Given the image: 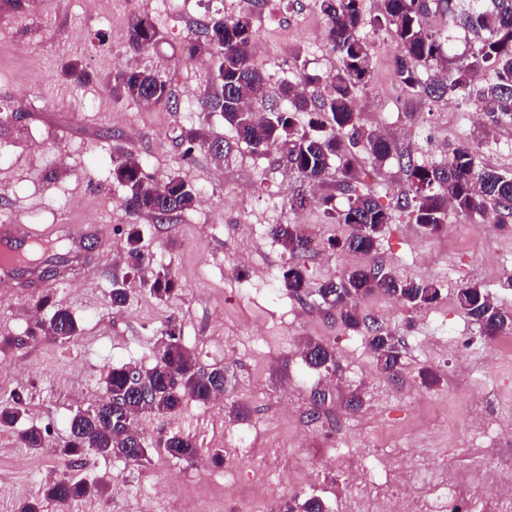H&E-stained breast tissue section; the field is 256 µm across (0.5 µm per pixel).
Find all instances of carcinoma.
Here are the masks:
<instances>
[{
    "label": "carcinoma",
    "instance_id": "1",
    "mask_svg": "<svg viewBox=\"0 0 512 512\" xmlns=\"http://www.w3.org/2000/svg\"><path fill=\"white\" fill-rule=\"evenodd\" d=\"M326 22L325 35L340 65L325 83V95L318 94L320 79L305 72L299 81L271 82L251 61L253 46L252 18L246 11L212 20L204 39L194 53L217 61L212 82L216 92L204 101V110L217 112L236 137L255 154L273 149L291 173L312 185H320L331 176L334 160L342 163V179L336 194L319 197L318 204L329 224L344 225L347 236L331 241L349 251L369 253L374 250L390 214L370 194H360L353 150H362L374 166L384 165L394 153L378 131L359 123L355 100L371 78V46L364 29L387 28L401 47L395 72L406 87L428 99L454 97L468 105L484 104L500 120L512 121V0H381L379 13L368 19L363 0H316ZM448 14L452 24L474 36L470 56L461 59L453 53L450 39L429 31L423 18L431 9ZM160 32L147 14L134 15L128 26V48L136 53L154 49ZM434 71L429 81H422L418 67ZM112 93L146 103L169 102V83L149 69H130L110 76ZM277 98L282 106L255 112L250 103ZM314 112L309 129L296 124L300 112ZM188 158L197 149H205L217 158L225 157L229 144L218 135H205L196 129L178 135ZM222 145L225 151H217ZM406 184L398 197V207L413 224L427 225L433 234L447 223L448 209L466 216L494 213L502 219L512 216V176L481 168L475 162V142H460L440 162L422 165L409 160L399 163ZM113 179L125 188V207L137 219L150 216L163 221L175 213L191 209L196 190L176 174L156 181L147 176L132 155L113 168ZM270 234L293 256L313 251L312 241L298 224H273ZM140 233L129 227L127 261L134 267L144 262ZM288 292L303 301L315 296L319 305L336 311L341 324L357 330L361 320L359 302L377 290L396 296L407 307L417 310L441 298V288L433 280L398 278L380 265L348 272L339 281L309 283L304 267L292 265L283 272ZM156 299L163 301L176 290V281L161 267L142 281ZM456 303L461 311L477 322L485 336L512 334V311L498 307L489 293L476 283L458 290ZM40 334L68 341L80 333L72 312L53 309L48 323L37 324ZM370 350L376 365L384 372L396 370L401 359V345L394 336L376 328L367 329ZM162 340L150 367L127 362L110 369L105 379L104 395L93 408L77 411L69 421V440L60 449L72 464L89 456L110 457L126 465H139L148 457L150 446L138 423L143 413L165 416L190 398L207 404L224 392V369L198 366L192 352L183 344L181 326L167 320L161 330ZM306 363L314 369H327L334 363L328 347L310 343L304 349ZM143 379L147 393L130 388L132 379ZM25 412L23 397L12 395L0 401V427L12 428ZM43 429L29 425L19 432L21 443L32 449L43 446ZM158 447L175 459H188L198 453L190 436L173 434L157 440ZM105 492L101 481L68 476L46 485L44 497L59 504L87 498H100ZM279 512H325L321 500L310 497L300 502L290 499Z\"/></svg>",
    "mask_w": 512,
    "mask_h": 512
}]
</instances>
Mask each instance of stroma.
<instances>
[{
    "instance_id": "1",
    "label": "stroma",
    "mask_w": 512,
    "mask_h": 512,
    "mask_svg": "<svg viewBox=\"0 0 512 512\" xmlns=\"http://www.w3.org/2000/svg\"><path fill=\"white\" fill-rule=\"evenodd\" d=\"M249 10L266 25L254 64L276 80L293 81L298 68L328 77L339 64L325 38L314 0H154L151 18L160 31L159 48L148 55L130 52L118 34L139 12L137 0H0V221L38 228L99 224L107 250L89 247L97 263L93 277L55 280L43 295H23L0 281V370L22 368L13 383L22 392L25 423L47 428L48 447L63 444L77 408L95 404L112 366L151 364L167 319L180 324L185 346L200 366L224 368L228 382L222 415L207 424L210 406L186 402L164 418L142 415L147 441L185 433L205 454L221 450L239 460L225 472L212 463V477L232 486L217 493L216 512H238V501L264 487L274 504L289 497L321 499L328 512H347L348 488L341 470L328 461L342 449L373 466L377 451L402 463L418 452L466 472L491 461L512 462V439L496 426L468 428L470 395H484L501 423L512 424V335L487 337L455 303L462 285L476 282L502 308L512 309V284L500 272L512 268V222L487 226L478 217L449 212L442 231L427 235L408 223L396 201L405 176L395 156L416 163L444 160L449 145L471 140L468 106L433 102L402 85L394 63L400 53L388 30H369L372 79L356 109L362 125L393 128L395 156L366 176L363 189L391 214V222L370 254L333 247L345 227L327 223L318 206L290 208L289 197L335 192V179L319 189L290 177L275 151L258 155L237 143L219 113L201 109L212 94L214 65L190 58L210 20ZM80 61L90 78L76 84L61 69ZM147 67L170 84L166 104L113 95L110 75ZM490 135L476 147L479 165L512 176V123L485 114ZM199 128L231 144L224 161L204 149L184 159L181 130ZM160 179L179 174L193 185L196 206L161 224L145 216L131 220L125 190L112 180V164L126 154ZM137 223L146 257L144 269L166 267L177 282L175 294L157 300L140 282L144 269L128 266L126 231ZM300 223L320 246L304 258L311 283L341 276L355 267L381 265L402 277L431 279L442 288L437 303L413 310L376 292L359 304L367 324L379 326L401 343L402 366L389 375L377 368L362 333L346 330L335 312L290 295L282 274L292 258L269 233L274 224ZM125 282L130 301L114 309V281ZM73 312L81 333L60 344L28 334L48 321L54 305ZM330 347L335 362L325 370L309 367L305 344ZM325 393L319 418H312L313 395ZM259 448L276 449L264 473H255L239 436ZM141 466L102 457L88 458V475L105 477V500L114 512H162L147 507L152 486L179 485L181 512H191L196 461L150 451ZM26 460L27 468L16 465ZM43 450L24 447L13 428H0V512L42 492L37 468Z\"/></svg>"
}]
</instances>
